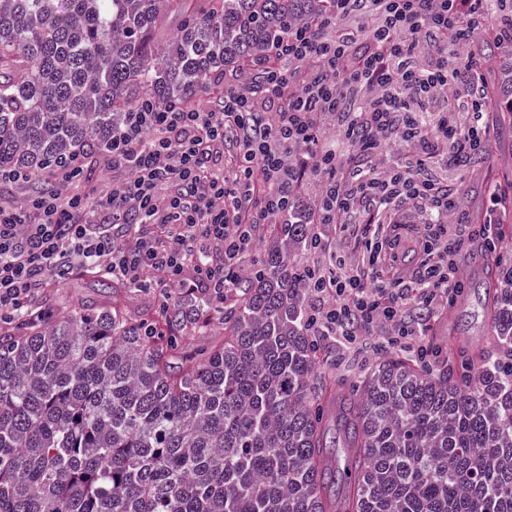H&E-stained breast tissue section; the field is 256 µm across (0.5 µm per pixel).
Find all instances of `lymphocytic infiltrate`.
I'll return each mask as SVG.
<instances>
[{
  "label": "lymphocytic infiltrate",
  "mask_w": 512,
  "mask_h": 512,
  "mask_svg": "<svg viewBox=\"0 0 512 512\" xmlns=\"http://www.w3.org/2000/svg\"><path fill=\"white\" fill-rule=\"evenodd\" d=\"M330 14L281 36L257 77L226 89L213 108L193 100L144 101L112 136L110 161L129 178L95 203L81 192L39 193L27 207L0 204V313L18 311L58 269L87 263L131 286L224 289L240 277L241 255L283 214L298 182V154L322 178L332 202L316 224L361 226L375 272L319 271L309 321L356 345L378 323L388 347L412 351L420 330L403 316L416 305L437 318L460 287L452 232L458 197L427 166L435 155L463 164L488 150L481 103L463 95L480 80L476 62L448 63L449 47L471 42L489 19L480 0H334ZM368 91L357 104L340 86ZM351 113L332 140L322 117ZM398 147L384 158L379 141ZM351 154H344L345 142ZM412 205L420 219L423 270L391 281L376 265L393 242L385 214ZM103 215L91 223L89 206ZM152 232H144V225Z\"/></svg>",
  "instance_id": "f902f5d3"
}]
</instances>
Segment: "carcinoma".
<instances>
[{
	"mask_svg": "<svg viewBox=\"0 0 512 512\" xmlns=\"http://www.w3.org/2000/svg\"><path fill=\"white\" fill-rule=\"evenodd\" d=\"M0 0V169L32 177L108 154L127 112L259 68L276 37L333 0ZM470 44L485 111L512 115V62ZM292 202L221 308L205 292L154 313L78 302L0 330V512H512V269L486 262L494 349L459 369L400 353L343 398L307 324ZM512 224L503 213L471 224ZM219 315L197 358L180 339Z\"/></svg>",
	"mask_w": 512,
	"mask_h": 512,
	"instance_id": "1",
	"label": "carcinoma"
}]
</instances>
